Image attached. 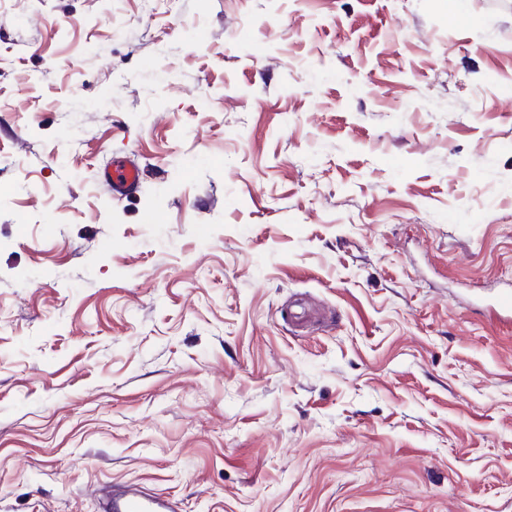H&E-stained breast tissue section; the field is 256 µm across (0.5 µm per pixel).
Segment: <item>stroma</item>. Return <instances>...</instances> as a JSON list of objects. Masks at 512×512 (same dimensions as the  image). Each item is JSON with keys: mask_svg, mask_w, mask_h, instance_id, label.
<instances>
[{"mask_svg": "<svg viewBox=\"0 0 512 512\" xmlns=\"http://www.w3.org/2000/svg\"><path fill=\"white\" fill-rule=\"evenodd\" d=\"M509 281L512 0H0V512H512ZM101 178L112 187L113 193L124 196L137 190L141 174L136 166L117 158L110 167L104 169ZM106 512H180L175 500L153 497L134 486L109 493L105 501Z\"/></svg>", "mask_w": 512, "mask_h": 512, "instance_id": "stroma-1", "label": "stroma"}]
</instances>
